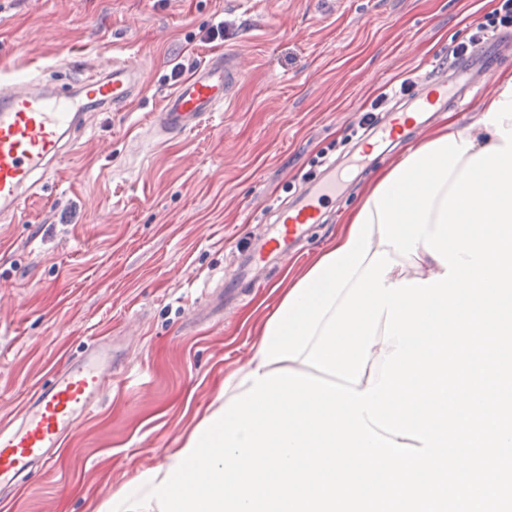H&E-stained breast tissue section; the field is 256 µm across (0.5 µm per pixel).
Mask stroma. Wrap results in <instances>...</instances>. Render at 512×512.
<instances>
[{
	"instance_id": "1",
	"label": "stroma",
	"mask_w": 512,
	"mask_h": 512,
	"mask_svg": "<svg viewBox=\"0 0 512 512\" xmlns=\"http://www.w3.org/2000/svg\"><path fill=\"white\" fill-rule=\"evenodd\" d=\"M489 0H0V72L65 88L87 63L135 56L143 95L90 112L77 149L39 195L0 221V417L90 340L114 337L119 365L50 470L22 481L13 512H97L218 406L245 365L271 288L299 278L367 193L407 153L359 160L348 137L362 108L407 74L443 68ZM224 36L209 39L212 26ZM215 48L247 67L230 105L164 141L151 114ZM348 175L299 257L270 263L224 309L208 298L264 215L328 163ZM98 209H91L90 200Z\"/></svg>"
}]
</instances>
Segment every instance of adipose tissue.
Wrapping results in <instances>:
<instances>
[{
	"mask_svg": "<svg viewBox=\"0 0 512 512\" xmlns=\"http://www.w3.org/2000/svg\"><path fill=\"white\" fill-rule=\"evenodd\" d=\"M380 249L378 215L374 199L368 195L343 218L335 237L306 274L285 288L278 307L259 329L250 360L225 374L221 398L242 394V379L257 370L264 374L287 368L306 372L303 360L324 321ZM176 462L177 457L172 454L167 465L142 471L103 503L99 512H125L132 502L150 494L154 486L163 482L169 466Z\"/></svg>",
	"mask_w": 512,
	"mask_h": 512,
	"instance_id": "ef3b65f1",
	"label": "adipose tissue"
}]
</instances>
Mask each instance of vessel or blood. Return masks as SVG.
I'll list each match as a JSON object with an SVG mask.
<instances>
[{
    "label": "vessel or blood",
    "mask_w": 512,
    "mask_h": 512,
    "mask_svg": "<svg viewBox=\"0 0 512 512\" xmlns=\"http://www.w3.org/2000/svg\"><path fill=\"white\" fill-rule=\"evenodd\" d=\"M512 58V36L494 39L475 62L456 76L434 71L430 87L414 113L393 108L380 123L388 140L415 127L421 113L440 112L462 105L478 89L497 60ZM143 66L137 57L116 61L101 58L89 64L76 88L57 91L28 74L0 75V214L12 216L36 195L56 164L74 147V135L84 125L89 110H120L141 91ZM242 74L238 52L215 50L186 75L152 114L158 136L182 135L209 119L233 98ZM340 187L335 169L317 183L303 187L296 198L268 213L267 237L251 250L248 269L267 264L269 255L293 253L310 225L324 221L326 204ZM115 362L110 340L101 338L82 354L70 358L52 379L29 391L13 419L0 421V512L19 482L36 467L50 466L59 456L77 424L99 402L112 379Z\"/></svg>",
    "instance_id": "1"
}]
</instances>
